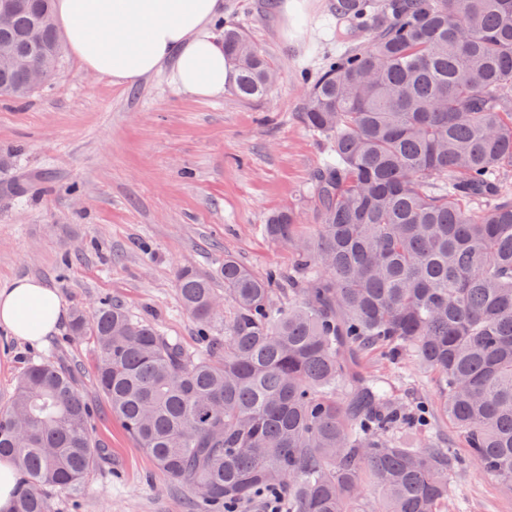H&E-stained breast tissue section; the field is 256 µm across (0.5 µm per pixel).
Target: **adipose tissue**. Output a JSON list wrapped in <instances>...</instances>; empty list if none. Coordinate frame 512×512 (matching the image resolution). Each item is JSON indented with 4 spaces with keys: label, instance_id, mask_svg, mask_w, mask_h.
Returning a JSON list of instances; mask_svg holds the SVG:
<instances>
[{
    "label": "adipose tissue",
    "instance_id": "ef3b65f1",
    "mask_svg": "<svg viewBox=\"0 0 512 512\" xmlns=\"http://www.w3.org/2000/svg\"><path fill=\"white\" fill-rule=\"evenodd\" d=\"M55 20L80 66L131 87L166 71L171 86L217 99L234 70L216 32L224 0H55ZM66 318L56 289L17 279L0 289V327L23 341L51 336Z\"/></svg>",
    "mask_w": 512,
    "mask_h": 512
}]
</instances>
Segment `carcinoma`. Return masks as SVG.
<instances>
[{
    "label": "carcinoma",
    "mask_w": 512,
    "mask_h": 512,
    "mask_svg": "<svg viewBox=\"0 0 512 512\" xmlns=\"http://www.w3.org/2000/svg\"><path fill=\"white\" fill-rule=\"evenodd\" d=\"M17 2L0 47L33 69L62 58L53 0ZM335 14L368 39L336 49L301 109L327 145L310 178L314 237L291 209L262 227L294 266L262 275L226 254L212 275L179 269L199 352L120 304L71 321L96 343L113 415L201 512L270 490L285 512H443L469 462L512 493V0H336ZM224 52L230 90L263 96L275 73L262 51L226 28ZM27 78L0 62V99H28ZM225 297L234 313L212 337ZM373 355L429 372L438 419L400 409L364 370ZM448 423L468 457L401 440ZM107 455L72 371L29 362L0 411V457L20 473L12 512H53L44 489Z\"/></svg>",
    "instance_id": "1"
}]
</instances>
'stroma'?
<instances>
[{
    "label": "stroma",
    "instance_id": "1",
    "mask_svg": "<svg viewBox=\"0 0 512 512\" xmlns=\"http://www.w3.org/2000/svg\"><path fill=\"white\" fill-rule=\"evenodd\" d=\"M224 0L236 27L277 74L266 95L197 100L158 73L113 85L64 53L56 81L22 103L0 100V289L18 278L56 288L69 310L121 303L189 350L202 346L175 286L180 267L214 273L232 254L257 273L291 266L290 247L260 232L272 212L303 210L326 143L298 112L308 79L341 44L333 0ZM73 370L93 435L109 450L77 490L48 489L54 512H190V495L156 471L110 413L94 379L97 348L68 327L39 342L0 329V408L29 360ZM366 369L396 378L410 408L435 403L420 366L370 357ZM445 512H512V494L468 464Z\"/></svg>",
    "mask_w": 512,
    "mask_h": 512
}]
</instances>
